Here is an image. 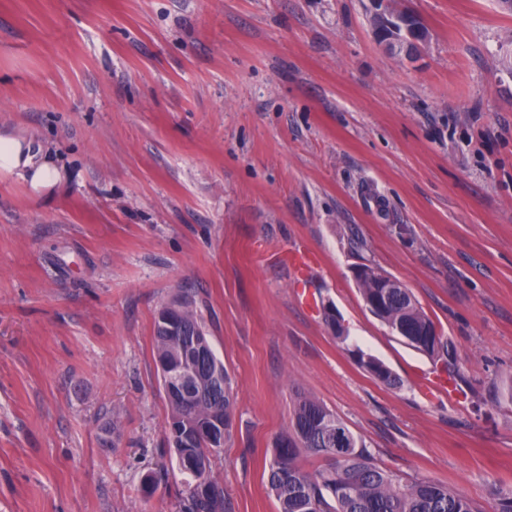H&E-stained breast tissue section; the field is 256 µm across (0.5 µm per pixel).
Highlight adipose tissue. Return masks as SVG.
Returning a JSON list of instances; mask_svg holds the SVG:
<instances>
[{"label":"adipose tissue","mask_w":512,"mask_h":512,"mask_svg":"<svg viewBox=\"0 0 512 512\" xmlns=\"http://www.w3.org/2000/svg\"><path fill=\"white\" fill-rule=\"evenodd\" d=\"M0 174L23 181L32 199L42 200L61 182L58 168L22 135L0 130Z\"/></svg>","instance_id":"ef3b65f1"}]
</instances>
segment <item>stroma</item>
<instances>
[{"mask_svg": "<svg viewBox=\"0 0 512 512\" xmlns=\"http://www.w3.org/2000/svg\"><path fill=\"white\" fill-rule=\"evenodd\" d=\"M397 4L429 32L413 61L371 0H0V127L65 174L40 201L0 177V512H175L153 336L182 294L232 379V512H278L300 393L384 468L484 512L512 489V12ZM294 249L347 342L299 302ZM364 265L453 342L456 398L421 392L440 369L367 309ZM357 363L371 376L390 388L402 387L401 379L372 355L365 354L360 349L351 350Z\"/></svg>", "mask_w": 512, "mask_h": 512, "instance_id": "stroma-1", "label": "stroma"}]
</instances>
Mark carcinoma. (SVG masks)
I'll list each match as a JSON object with an SVG mask.
<instances>
[{
    "instance_id": "cac0c4a2",
    "label": "carcinoma",
    "mask_w": 512,
    "mask_h": 512,
    "mask_svg": "<svg viewBox=\"0 0 512 512\" xmlns=\"http://www.w3.org/2000/svg\"><path fill=\"white\" fill-rule=\"evenodd\" d=\"M358 285L369 311L393 333L424 355L439 361L448 374L455 372L454 345L442 336L407 288L387 296L381 285L386 274L364 266ZM324 320L337 341L347 333L330 309ZM211 346L194 300L181 296L159 309L154 326V351L162 387L170 407L165 431L170 452L187 475L178 512H228L224 489L211 472L200 488L198 474L211 463L234 430L235 398L231 378L215 353L195 356L196 347ZM357 363L390 388L401 379L380 360L359 349L351 350ZM349 428L320 401L300 396L293 409L291 429L279 435L273 448L267 483L278 512H481L472 500L447 485L429 479H409L378 466L366 447L353 437L340 450L331 444ZM303 454L323 461L310 473L299 464ZM495 512H512V490L491 487Z\"/></svg>"
}]
</instances>
